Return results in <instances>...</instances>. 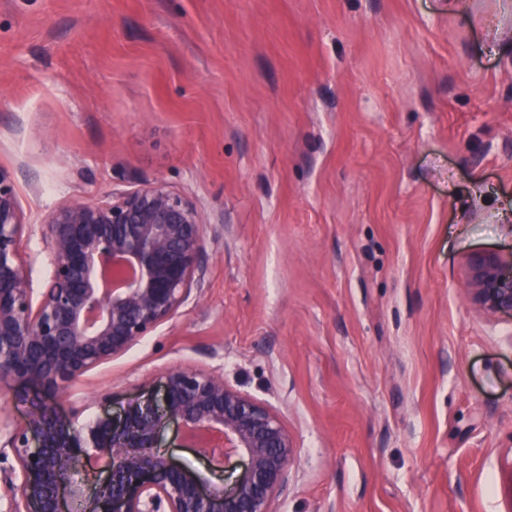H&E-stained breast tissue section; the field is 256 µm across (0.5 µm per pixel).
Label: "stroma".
<instances>
[{
  "mask_svg": "<svg viewBox=\"0 0 512 512\" xmlns=\"http://www.w3.org/2000/svg\"><path fill=\"white\" fill-rule=\"evenodd\" d=\"M0 170L28 224L165 182L209 255L174 318L1 421L216 370L293 437L275 512L512 507V316L463 279L512 256V0H0Z\"/></svg>",
  "mask_w": 512,
  "mask_h": 512,
  "instance_id": "1",
  "label": "stroma"
}]
</instances>
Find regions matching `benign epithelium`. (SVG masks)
Listing matches in <instances>:
<instances>
[{
  "instance_id": "benign-epithelium-1",
  "label": "benign epithelium",
  "mask_w": 512,
  "mask_h": 512,
  "mask_svg": "<svg viewBox=\"0 0 512 512\" xmlns=\"http://www.w3.org/2000/svg\"><path fill=\"white\" fill-rule=\"evenodd\" d=\"M38 228L52 272L33 302L25 231ZM207 235L197 205L162 181L74 199L33 226L23 223L17 194L0 170V386L14 401L21 386L58 396L82 376L123 354L173 318L200 288ZM473 302L512 315V257L467 256ZM218 469L233 456L245 469L231 491L159 453L169 423ZM1 448L18 470L5 478L13 512H68L80 498L72 476L89 451L105 478L84 512H275L288 487L296 448L270 406L224 381V374L183 368L165 374L162 397L131 401L115 416L81 423L47 402L32 404L27 422L6 432Z\"/></svg>"
}]
</instances>
